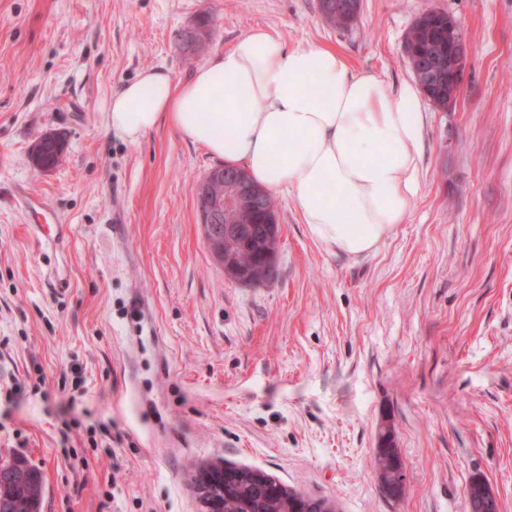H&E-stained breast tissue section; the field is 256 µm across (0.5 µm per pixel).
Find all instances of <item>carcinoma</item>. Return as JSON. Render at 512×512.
Listing matches in <instances>:
<instances>
[{
  "label": "carcinoma",
  "instance_id": "cac0c4a2",
  "mask_svg": "<svg viewBox=\"0 0 512 512\" xmlns=\"http://www.w3.org/2000/svg\"><path fill=\"white\" fill-rule=\"evenodd\" d=\"M358 0H320L323 16L339 29H347L357 19ZM448 13H422L407 32L402 45V56L416 75L426 94L427 102L436 110L448 111V72L440 75L430 72L428 58L448 44ZM63 146L48 140L41 146L42 164L55 167L62 156ZM251 197L224 213V223L235 224L241 232L224 239V255L235 265L243 286H260L273 280L277 274L279 222L275 199L271 192L250 182ZM379 448L382 455L374 456V468L380 487L389 496L398 499L404 485L399 481L395 464L400 462L388 428L380 430ZM266 472L243 468L242 478L227 491L224 498L226 512H284L285 501L280 497L260 494Z\"/></svg>",
  "mask_w": 512,
  "mask_h": 512
}]
</instances>
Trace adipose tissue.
<instances>
[{"label": "adipose tissue", "instance_id": "obj_1", "mask_svg": "<svg viewBox=\"0 0 512 512\" xmlns=\"http://www.w3.org/2000/svg\"><path fill=\"white\" fill-rule=\"evenodd\" d=\"M163 119L263 187L288 189L311 235L352 259L378 251L419 193V86L388 91L335 50H290L264 28L188 82L146 69L109 102L110 126L133 142Z\"/></svg>", "mask_w": 512, "mask_h": 512}]
</instances>
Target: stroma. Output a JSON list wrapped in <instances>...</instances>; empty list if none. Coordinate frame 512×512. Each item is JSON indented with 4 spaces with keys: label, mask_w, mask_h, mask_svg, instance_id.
Instances as JSON below:
<instances>
[{
    "label": "stroma",
    "mask_w": 512,
    "mask_h": 512,
    "mask_svg": "<svg viewBox=\"0 0 512 512\" xmlns=\"http://www.w3.org/2000/svg\"><path fill=\"white\" fill-rule=\"evenodd\" d=\"M360 2L340 30L320 0H0V461L40 470V512H198L208 462L341 512H466L479 473L512 512V0ZM431 9L460 23L470 73L448 111L423 106L418 196L367 257L327 250L281 190L276 278L227 279L196 199L221 159L164 122L135 142L108 122L141 71L187 82L254 28L397 90ZM45 133L63 140L48 170ZM19 186L65 224L63 250L14 207ZM101 423L119 443L91 436ZM385 427L397 500L373 468Z\"/></svg>",
    "instance_id": "obj_1"
}]
</instances>
